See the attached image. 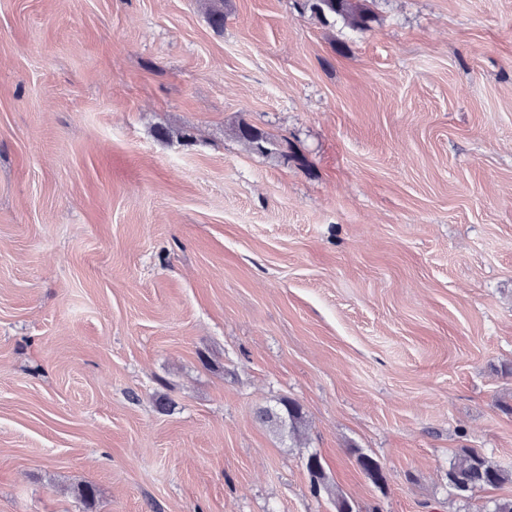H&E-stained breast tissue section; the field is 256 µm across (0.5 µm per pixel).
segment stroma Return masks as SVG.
<instances>
[{"instance_id":"1","label":"stroma","mask_w":512,"mask_h":512,"mask_svg":"<svg viewBox=\"0 0 512 512\" xmlns=\"http://www.w3.org/2000/svg\"><path fill=\"white\" fill-rule=\"evenodd\" d=\"M361 2L0 0V512H469L454 453L512 469V0ZM304 5L319 13L337 15L357 29L370 27L371 16L360 0H306ZM235 136L247 143L252 150L258 153L272 152L274 142L264 132H261L249 125L239 124L234 130ZM257 417L276 431L287 430L288 437L293 439L300 438L306 422L299 404L290 399H282L273 407L260 408ZM312 461H315L316 465L312 466ZM306 469L310 477V489L314 494H320L322 489H327L328 476L320 455L309 454L306 460Z\"/></svg>"}]
</instances>
